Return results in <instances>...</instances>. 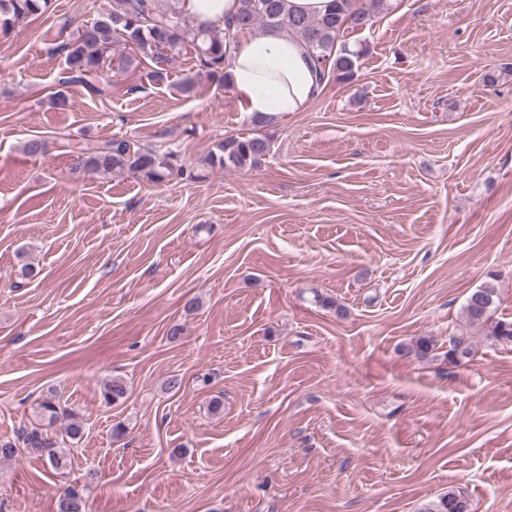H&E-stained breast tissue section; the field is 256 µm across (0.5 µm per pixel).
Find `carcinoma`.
<instances>
[{
	"label": "carcinoma",
	"mask_w": 512,
	"mask_h": 512,
	"mask_svg": "<svg viewBox=\"0 0 512 512\" xmlns=\"http://www.w3.org/2000/svg\"><path fill=\"white\" fill-rule=\"evenodd\" d=\"M286 0H240L235 32L216 25L194 22L179 8V0H108L109 7L94 21L69 20L61 27L57 50L64 55L65 68L58 85L80 84L95 95H104L110 85L94 81L98 74L130 73L142 67L147 79L156 85L169 82L173 62L182 55H192L197 73L205 74L227 85L225 46L241 34L279 28L305 40L309 46L318 83L332 73L336 80L353 78L360 54L347 48L337 49L340 32L346 28H366L384 0H334L333 8L322 16H307L285 10ZM51 0H0V31L38 16L49 9ZM68 148L79 155L82 168L107 175L130 171L153 183H163L186 175L174 151L160 152L143 148L124 137L100 142H71L66 137L49 141L40 136L28 139L23 150L31 156H42L50 144ZM270 152V142L262 135L228 136L217 142L201 159L207 166L245 169L260 164ZM496 290L490 286L476 289L466 298L464 315L469 325L484 329L487 336L502 346H512V319L491 320L496 307ZM470 337L458 334L448 337V362L457 363L473 357ZM126 382L117 377L106 381L102 400L114 404L125 399ZM43 418L53 422L68 421L65 438L47 429L33 427L19 436L24 447L44 457L59 474L67 473L68 453L65 440H79L83 421L72 409H62L46 398L39 404ZM58 512H86V500L73 489L64 490ZM423 512H474L470 498L452 486Z\"/></svg>",
	"instance_id": "carcinoma-1"
}]
</instances>
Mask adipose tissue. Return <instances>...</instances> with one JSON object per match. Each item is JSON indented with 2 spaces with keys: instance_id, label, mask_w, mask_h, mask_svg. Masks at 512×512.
<instances>
[{
  "instance_id": "adipose-tissue-1",
  "label": "adipose tissue",
  "mask_w": 512,
  "mask_h": 512,
  "mask_svg": "<svg viewBox=\"0 0 512 512\" xmlns=\"http://www.w3.org/2000/svg\"><path fill=\"white\" fill-rule=\"evenodd\" d=\"M183 12L197 22L228 26L240 0H181ZM229 87L241 111L276 119L307 111L319 95L306 43L283 30L248 35L226 57Z\"/></svg>"
}]
</instances>
